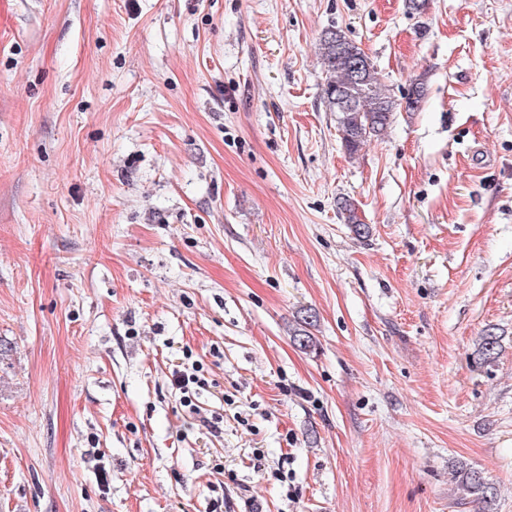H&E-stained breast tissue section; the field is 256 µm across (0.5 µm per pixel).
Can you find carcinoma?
I'll return each instance as SVG.
<instances>
[{
    "label": "carcinoma",
    "mask_w": 512,
    "mask_h": 512,
    "mask_svg": "<svg viewBox=\"0 0 512 512\" xmlns=\"http://www.w3.org/2000/svg\"><path fill=\"white\" fill-rule=\"evenodd\" d=\"M319 59L325 73L324 98L328 110L336 113L337 130L342 146L349 156L356 155L371 139L380 137L390 126L394 113L403 108L408 112L418 110L426 96V86L414 83L413 93L405 102L391 96L380 82L377 69L369 62L361 70L353 68L352 58L363 50L345 34L336 29L326 30L319 42ZM340 211L358 237L369 234L367 225L360 222L354 204L345 199L340 202ZM316 322V313L307 308L298 317V327L293 333V342L303 350L310 348L313 340L308 328ZM500 337L488 329L479 337L476 354L485 363L493 361L499 351ZM458 483L469 493L489 504L496 489L487 481L482 471L460 466L455 471Z\"/></svg>",
    "instance_id": "carcinoma-1"
}]
</instances>
